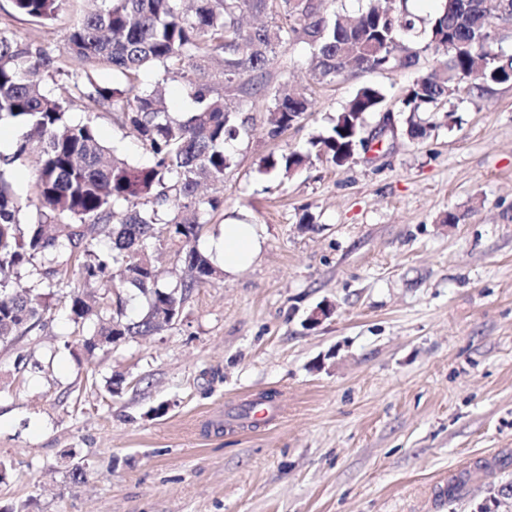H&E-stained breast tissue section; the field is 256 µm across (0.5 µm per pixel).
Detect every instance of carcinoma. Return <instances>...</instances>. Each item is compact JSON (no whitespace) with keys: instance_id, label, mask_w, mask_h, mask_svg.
Returning <instances> with one entry per match:
<instances>
[{"instance_id":"cac0c4a2","label":"carcinoma","mask_w":512,"mask_h":512,"mask_svg":"<svg viewBox=\"0 0 512 512\" xmlns=\"http://www.w3.org/2000/svg\"><path fill=\"white\" fill-rule=\"evenodd\" d=\"M14 9L39 23L55 19L69 0H12ZM83 20L72 28L69 54L91 67L110 66L126 85H100L90 74L73 77L56 94L46 78L60 72L42 47L17 43L0 28V122L24 123L27 134L13 153L0 159V346H9L42 325L55 290L75 278L82 288L70 297L77 328L97 320L87 352L98 339L159 334L175 323L189 293L223 274L198 250L185 252L188 276L174 288L158 287L157 272L146 269L141 250L166 234L172 242L198 238L201 214L222 204L204 196L205 182L224 181L234 164L229 142L248 133L240 113L251 98L270 95L269 134L279 136L309 111L313 90L278 84L274 63L284 43L309 47L315 83L360 72L394 73L414 67L419 51L451 53L406 91L408 133L423 137L434 127L421 112L441 111L456 91L512 82V61L490 55L486 29L512 19V0H443L433 17L411 12L407 0L373 3L356 15L330 12L325 0H86ZM221 66L223 89L208 81ZM162 66L179 75L195 109L184 120L164 106L163 90L138 86L147 69ZM89 112L105 110L132 131L151 162L134 165L101 144L92 120H68L72 95ZM384 94L363 86L347 101L330 128L303 151L265 160V169L286 174L311 157L337 167L363 143L365 115L381 110ZM35 153L39 167L37 218L24 223L23 206L5 170ZM26 275L19 291L11 276ZM126 285L148 302L147 313L126 320L121 307L111 315L94 307L96 289Z\"/></svg>"}]
</instances>
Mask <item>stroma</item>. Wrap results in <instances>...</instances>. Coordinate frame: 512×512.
Here are the masks:
<instances>
[{
    "label": "stroma",
    "instance_id": "obj_1",
    "mask_svg": "<svg viewBox=\"0 0 512 512\" xmlns=\"http://www.w3.org/2000/svg\"><path fill=\"white\" fill-rule=\"evenodd\" d=\"M84 9L70 0L41 24L0 0V27L70 70ZM434 65L424 51L409 69L315 85L276 138L251 100L196 247L242 221L262 225L263 248L194 289L170 329L87 355L63 288L43 329L0 347V512H512V83L451 97L413 139L402 99ZM365 85L393 113L381 141L341 168L265 171ZM69 117L90 116L78 102ZM90 118L106 146L149 163L111 114ZM37 167L30 154L6 173L27 221ZM321 305L331 315L309 323ZM267 394L273 419L249 427Z\"/></svg>",
    "mask_w": 512,
    "mask_h": 512
}]
</instances>
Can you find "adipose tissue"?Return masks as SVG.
I'll return each instance as SVG.
<instances>
[{
	"label": "adipose tissue",
	"instance_id": "ef3b65f1",
	"mask_svg": "<svg viewBox=\"0 0 512 512\" xmlns=\"http://www.w3.org/2000/svg\"><path fill=\"white\" fill-rule=\"evenodd\" d=\"M264 243L263 229L258 224L225 225L220 238L211 240L207 252L221 265L226 275H234L255 260Z\"/></svg>",
	"mask_w": 512,
	"mask_h": 512
}]
</instances>
